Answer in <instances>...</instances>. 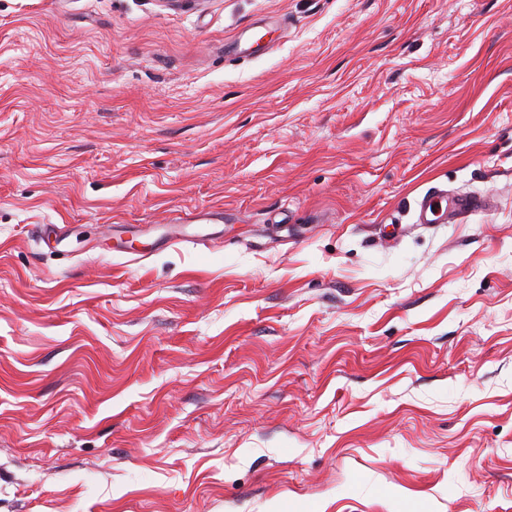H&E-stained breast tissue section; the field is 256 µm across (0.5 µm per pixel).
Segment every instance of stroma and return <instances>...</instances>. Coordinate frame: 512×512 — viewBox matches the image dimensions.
<instances>
[{
	"label": "stroma",
	"instance_id": "1",
	"mask_svg": "<svg viewBox=\"0 0 512 512\" xmlns=\"http://www.w3.org/2000/svg\"><path fill=\"white\" fill-rule=\"evenodd\" d=\"M320 505L512 512V0H0V512ZM484 201L481 197L468 194L448 196L443 191H428L418 201L417 223L437 224L448 214L465 216L481 211Z\"/></svg>",
	"mask_w": 512,
	"mask_h": 512
}]
</instances>
